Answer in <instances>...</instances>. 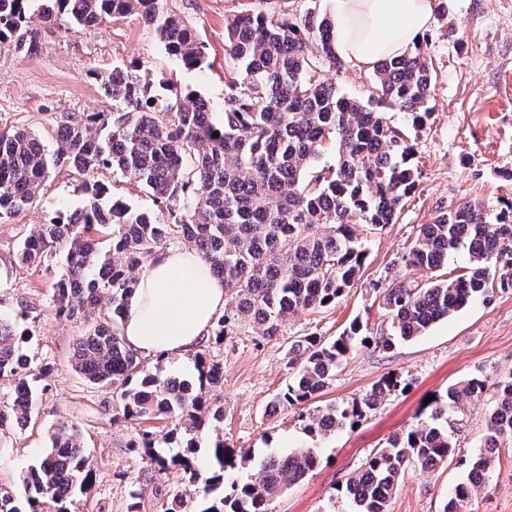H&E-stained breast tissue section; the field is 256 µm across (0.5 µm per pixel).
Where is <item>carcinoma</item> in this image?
<instances>
[{"mask_svg": "<svg viewBox=\"0 0 512 512\" xmlns=\"http://www.w3.org/2000/svg\"><path fill=\"white\" fill-rule=\"evenodd\" d=\"M163 0H0V50L32 56L40 48L32 19L65 31L97 30L138 16L152 25L167 51L183 65L204 59L196 32L162 8ZM224 112L212 120L209 103L168 84H154L121 64L94 73L112 108L60 116L50 151L26 127L0 131V221L32 205L55 169L83 178L85 206L29 230L20 244L22 264L38 268L62 252L65 268L52 283L47 303L62 319L80 318L88 330L76 345L73 366L90 384L112 389L113 420H172L191 434L219 421L191 383L150 371L129 349L121 321L137 288L138 274L165 249L190 245L224 283V313L214 321L220 338L250 325L273 338L290 314L330 306L351 287L366 259L369 234L393 223L418 185L412 147L382 109H398L421 126L433 76L423 36L414 52L377 66L372 90L360 100L323 79L347 63L336 53L332 21L312 10L280 17L258 11L235 16L226 27ZM335 155L332 165L318 159ZM118 171L149 191L156 209L140 212L110 202L98 180ZM467 249V272L439 273L448 256ZM512 288V205L493 210L467 202L420 225L415 242L393 264L384 306L394 341L424 335L433 325L495 287ZM366 326L353 320L339 335L303 336L294 344L295 373L273 406L296 410L303 430L327 437L352 426L397 391L400 380H380L348 404H315L343 362L366 343ZM199 387L221 380L220 366L197 355ZM15 323L0 316V380L12 387L7 416L20 425L35 402ZM495 395L486 419L483 449L458 456L448 417L466 403ZM512 445V370L494 377L468 376L426 405L406 432L374 450L339 489L353 512H388L408 467L422 471L448 461L466 472L443 512H465L487 489L500 444ZM213 476L207 492L218 500L201 512H272L288 486L305 480L320 463L312 448L274 453L243 475L248 458L217 440L209 449ZM94 469L80 426L62 422L48 450L22 480L26 507L0 490V512H42L86 491Z\"/></svg>", "mask_w": 512, "mask_h": 512, "instance_id": "carcinoma-1", "label": "carcinoma"}]
</instances>
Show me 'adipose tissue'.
Instances as JSON below:
<instances>
[{"label": "adipose tissue", "instance_id": "obj_1", "mask_svg": "<svg viewBox=\"0 0 512 512\" xmlns=\"http://www.w3.org/2000/svg\"><path fill=\"white\" fill-rule=\"evenodd\" d=\"M337 53L368 71L414 51L435 16V0H331ZM223 283L197 251L161 252L142 274L123 316L127 346L144 357L196 351L223 313Z\"/></svg>", "mask_w": 512, "mask_h": 512}]
</instances>
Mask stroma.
<instances>
[{
	"instance_id": "stroma-1",
	"label": "stroma",
	"mask_w": 512,
	"mask_h": 512,
	"mask_svg": "<svg viewBox=\"0 0 512 512\" xmlns=\"http://www.w3.org/2000/svg\"><path fill=\"white\" fill-rule=\"evenodd\" d=\"M164 8L181 16L204 43L201 65L184 67L168 53L153 27L135 16L98 30L64 32L43 25L36 55L0 52V127L25 126L53 145L62 113L111 108L89 72L121 63L205 97L213 119H220L227 21L259 10L270 16L309 9L327 14L331 0H166ZM429 35L436 74L433 111L419 128L403 112L390 113L392 125L407 136L412 160L421 171L415 192L395 223L366 235L364 266L353 287L334 305L289 316L280 335L271 339L243 325L204 343L207 360L219 363L223 371L221 383L208 389L207 400L211 408L223 411L224 418L208 421L190 436L197 448L196 473L174 463L189 436L178 433L150 450L130 447L138 425L113 422L111 391L92 386L72 367L71 355L86 327L79 320L59 319L44 303L63 257L35 270L18 262L26 230L83 205L80 181L67 169L56 170L29 208L0 222V314L16 320L22 331L28 323L20 313L21 300L40 304L37 328L26 337L22 350L33 368L50 369L34 384L31 424L0 431V489L23 498V474L47 447L53 428L65 421L83 428L95 471L90 490L74 497L70 512H127L135 498L141 512H159L175 497L183 512H199L204 482L211 475L208 449L219 438L256 462L270 453L315 449L319 467L278 497L273 512H329L337 486L360 469L374 449L405 432L428 397L444 393L463 377L512 368V289H497L413 341L396 343L388 351L368 344L351 354L321 403L342 404L362 397L391 373L406 384L357 426L316 439L303 431L293 411L273 414L268 409L293 374L290 347L298 337L331 338L355 319L373 333L389 330L383 292L391 281L390 267L415 241L420 225L467 201L492 208L512 203V0H448L447 11L436 13ZM491 404V397H484L466 404L452 418L453 437L462 452L483 446ZM159 456L165 458V466L156 464ZM461 477V469L452 463L429 473L407 469L389 510L442 512ZM490 483V490L474 496L466 512H512V447L500 449Z\"/></svg>"
}]
</instances>
